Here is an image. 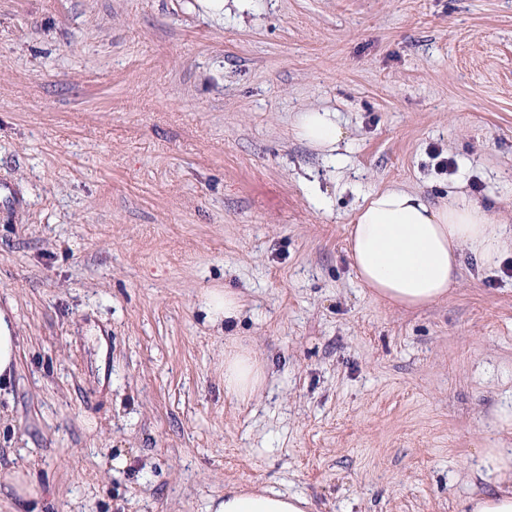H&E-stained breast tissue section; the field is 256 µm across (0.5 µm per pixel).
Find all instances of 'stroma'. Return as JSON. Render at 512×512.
<instances>
[{
	"mask_svg": "<svg viewBox=\"0 0 512 512\" xmlns=\"http://www.w3.org/2000/svg\"><path fill=\"white\" fill-rule=\"evenodd\" d=\"M0 0V470L25 512H468L512 448V257L419 309L349 257L366 195L451 185L512 224V0ZM336 111L341 164L292 136ZM455 160L445 171L433 149ZM242 299L231 326L203 305ZM266 364L224 394V337ZM247 0H195L196 11L204 18L217 23L223 22L224 13L231 11V6L243 11ZM231 2V3H230ZM205 310L212 323L224 321V326H231L242 313L239 295L230 290H212L205 294ZM19 341L13 320L0 310V384L11 382L18 368ZM5 480L11 485L14 495L20 504L39 495L40 488L36 481L20 472L13 471L6 474ZM307 506V499L300 495L231 489L223 499L211 501L213 511L209 512H306Z\"/></svg>",
	"mask_w": 512,
	"mask_h": 512,
	"instance_id": "obj_1",
	"label": "stroma"
}]
</instances>
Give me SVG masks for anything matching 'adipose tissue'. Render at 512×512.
Masks as SVG:
<instances>
[{
	"instance_id": "obj_1",
	"label": "adipose tissue",
	"mask_w": 512,
	"mask_h": 512,
	"mask_svg": "<svg viewBox=\"0 0 512 512\" xmlns=\"http://www.w3.org/2000/svg\"><path fill=\"white\" fill-rule=\"evenodd\" d=\"M292 132L328 157L344 137L336 113L319 108L297 113ZM468 254L480 266H499L512 254V229L454 188L440 202L398 185L372 191L350 228L349 257L362 284L400 307H421L445 296ZM265 377L266 365L255 353L235 342L227 345L226 393L249 400ZM307 506L300 495L240 489L210 504L212 512H306Z\"/></svg>"
}]
</instances>
